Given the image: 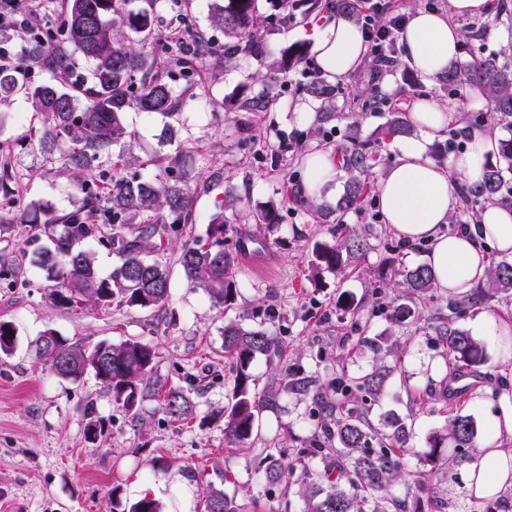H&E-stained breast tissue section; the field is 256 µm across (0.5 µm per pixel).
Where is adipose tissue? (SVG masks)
I'll return each instance as SVG.
<instances>
[{
  "instance_id": "1",
  "label": "adipose tissue",
  "mask_w": 512,
  "mask_h": 512,
  "mask_svg": "<svg viewBox=\"0 0 512 512\" xmlns=\"http://www.w3.org/2000/svg\"><path fill=\"white\" fill-rule=\"evenodd\" d=\"M489 8L490 0H449L444 13L409 12L399 35L403 61L429 83L438 82L460 44L452 17L482 16ZM313 55L327 83L353 75L367 56L361 26L344 15H335L316 30ZM453 118V113L436 103H416L410 120L422 136L399 143V157L380 180L378 193L385 220L398 236L410 243H431L426 262L434 273L436 288L463 297L485 281L489 251L512 257V205L488 203L477 223L453 234L442 233V226L460 205L459 189L479 187L499 151L496 136L484 128L469 127L465 150L453 156L447 168L436 166L427 155V146ZM336 174L337 161L331 152L307 154L302 194L318 197ZM496 397L498 407L487 417L479 454L467 467L466 489L474 498H495L512 487V392L500 389Z\"/></svg>"
}]
</instances>
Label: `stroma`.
Listing matches in <instances>:
<instances>
[{"label": "stroma", "mask_w": 512, "mask_h": 512, "mask_svg": "<svg viewBox=\"0 0 512 512\" xmlns=\"http://www.w3.org/2000/svg\"><path fill=\"white\" fill-rule=\"evenodd\" d=\"M223 0H159L156 26L170 33L188 16L195 31L211 43L213 52L196 94L185 91L186 79L163 45L149 51L165 62L164 79L181 98L179 116L169 118L134 109L125 114L132 134L130 148L112 146L113 162L121 174L144 179L160 175L147 158L174 154L185 146L197 153L198 182L193 197V225L172 235L169 258H176L184 241L205 238L214 218L224 221V249L233 258L239 294L231 309L213 307L206 294L192 287L181 270H174L171 297L158 310L114 305L108 309L52 308L46 299L41 271L22 254L35 249L25 225H14L0 236V260H17L14 274L0 279V322L16 330L11 355H0V512H112V488L120 486L132 502L143 496L159 500L164 512H201L205 484L236 495L246 512H303L300 484L306 474L323 471L321 457L307 458L296 469L291 491L266 483L258 462L268 449L312 447L321 433L325 414L311 394L280 390L275 404L264 409L259 431L249 447H227L224 422L214 411L228 403L233 370L224 359V324L235 320L246 327H263L288 347L293 373L324 385L339 376L357 377L384 365L391 374L384 392L364 401L373 424L400 418L408 435L398 449L401 477L388 488L389 498L410 501L420 491L410 476L423 467L428 439L444 429L449 418L471 416L484 429L496 399L488 385L512 386V374L502 371L500 352L486 349L487 362L456 394L441 391L453 378L445 350L432 329L414 320L390 321L391 306L400 291L395 286L400 268L421 265L426 245L411 246L386 224L377 204L378 184L397 157L395 138L383 129L390 113L410 112L415 101L429 99L449 111L487 112L489 104L478 91L459 97L446 84H429L407 66L381 67L374 58L339 82L336 108L341 118L328 121L315 112L300 122L297 104L308 101L303 87L315 73L314 64L299 65L280 75L274 89L262 76L272 71L281 49L311 42L321 17H305V5L277 11L264 31L265 51L225 65L223 27L213 22ZM461 35H479L482 57L500 55L512 45V21L493 15L457 19ZM376 89L379 109L368 110L359 90ZM273 91L267 111L244 109L247 99ZM33 107L26 95L14 94L0 103V149L22 176L20 191L28 202L48 207L61 216L77 209L84 188L99 189L98 175L79 180L61 164L47 163L30 135ZM375 142L377 164L360 209L324 217L344 193L346 175L338 173L321 197L303 198L302 169L307 154L348 144L352 134ZM274 207L278 221L256 223L260 208ZM365 235L368 248L350 259L343 271L312 267L313 248L336 243L350 234ZM84 344L101 340L120 343L129 338L146 342L156 351L153 379L165 389L184 390L197 418L185 425L170 422L163 398L149 394L137 415L113 403L93 377L78 382L58 379L35 362L33 344L45 329ZM95 406L109 421L100 445L86 442V408ZM475 449L462 448L450 463H437L438 498L427 512H470L465 493L466 465ZM162 457L152 467L154 457Z\"/></svg>", "instance_id": "1"}]
</instances>
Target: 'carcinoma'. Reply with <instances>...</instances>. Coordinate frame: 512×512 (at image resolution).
Here are the masks:
<instances>
[{
    "label": "carcinoma",
    "mask_w": 512,
    "mask_h": 512,
    "mask_svg": "<svg viewBox=\"0 0 512 512\" xmlns=\"http://www.w3.org/2000/svg\"><path fill=\"white\" fill-rule=\"evenodd\" d=\"M139 12L127 9L128 0H64L56 28L33 33L28 60L22 66L47 61L60 74L72 69L70 49L79 50L95 63L92 85L76 80L61 88L55 83L30 86L0 69V102L17 90L32 100V118L42 122L38 146L49 163L78 173H97L103 177L114 166L109 148L130 137L124 123L129 109L172 117L179 103L168 83L156 73L157 61L144 54L139 45L156 37L154 2ZM291 0H224L217 8V22L231 41L224 44V61L232 63L241 56L264 51L262 29L273 15L264 13L270 4L286 10ZM190 37L187 44L175 42L183 73L192 77L204 66L210 43L184 23ZM308 46L295 43L281 50L275 62L278 71L307 62ZM443 82L462 93L476 88L492 105L487 119L512 127V63L485 60L480 63L456 61L448 67ZM305 91L323 106H331L339 90L316 78ZM348 175L337 210L358 209L363 201L372 169L373 152L357 137L338 156ZM162 168L163 176L144 180L133 174H112L101 191L88 193L83 205L63 216H51L39 223L29 214L21 199L0 197V219L9 218L28 224L33 237L45 235L50 245L34 249L30 262L44 274L49 304L56 309L75 306L108 308L112 304L140 310L159 309L170 297L171 267L164 258L163 243L168 228L192 221V173L195 150L183 148L173 156L148 159ZM512 196V137L500 140L499 160L489 166L485 182L478 191L464 193L468 205L478 201L503 200ZM101 212L108 222L97 224L92 216ZM207 239L194 238L181 245L178 264L194 288L203 289L216 307L231 308L237 295L232 258L224 251V224L214 219L208 225ZM117 246L121 262L106 277L99 274L94 254L80 248L90 240H102ZM367 242L353 234L335 244H318L313 249L316 266L330 270L340 265L343 254L358 256ZM400 287L407 299L433 300L434 275L425 265L398 272ZM512 290V263L501 261L489 266L486 288L476 296L448 303L449 314L434 327L448 359L458 367L476 369L486 362L483 344L456 326V318L487 307L498 294ZM286 353L283 340L261 328H246L230 321L224 324V358L232 365L234 376L228 404L217 416L224 418V439L231 448L249 446L258 428L261 411L275 402L276 393L260 394L255 389L253 368L260 357L272 362ZM36 356L60 379L77 382L91 375L112 394V400L126 411L137 414L138 406L151 390L156 353L153 347L137 339L119 344L101 340L92 346L47 329L37 339ZM106 364L100 372L98 363ZM387 373L377 367L355 378L356 386L377 395ZM164 409L171 421L193 418V405L181 390L169 389ZM329 423L315 447L301 454L334 457L323 474L301 492L304 512H391L411 509L423 512L425 503L417 500L400 503L387 497L386 489L399 476L397 460L382 449L371 455L363 452L377 434L367 413L345 401H326ZM477 428L466 415L449 420L443 432L430 441V459L441 460L448 446L475 448ZM259 470L269 483L294 484V466L280 451H269L259 461ZM204 512H240L234 495L208 484L203 492ZM112 506L122 512H163L159 501L147 495L130 505L123 504L121 489L112 487Z\"/></svg>",
    "instance_id": "carcinoma-1"
}]
</instances>
